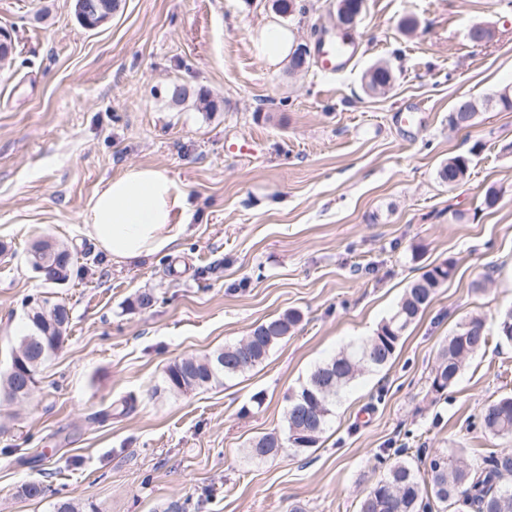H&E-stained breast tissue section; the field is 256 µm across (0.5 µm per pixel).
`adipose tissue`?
<instances>
[{
	"instance_id": "1",
	"label": "adipose tissue",
	"mask_w": 512,
	"mask_h": 512,
	"mask_svg": "<svg viewBox=\"0 0 512 512\" xmlns=\"http://www.w3.org/2000/svg\"><path fill=\"white\" fill-rule=\"evenodd\" d=\"M187 195L165 169L132 166L105 181L81 221L86 233L114 262L170 251L184 233L176 211H188Z\"/></svg>"
}]
</instances>
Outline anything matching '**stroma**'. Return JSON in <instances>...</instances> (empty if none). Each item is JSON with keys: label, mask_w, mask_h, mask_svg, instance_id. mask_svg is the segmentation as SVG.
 <instances>
[{"label": "stroma", "mask_w": 512, "mask_h": 512, "mask_svg": "<svg viewBox=\"0 0 512 512\" xmlns=\"http://www.w3.org/2000/svg\"><path fill=\"white\" fill-rule=\"evenodd\" d=\"M336 0H122L95 29L71 0H0L16 51L0 73V347L14 345L26 298L66 303L63 347L31 395L0 405V512H357L398 449L466 448L469 463L511 452L482 409L512 394V344L491 337L457 383L436 394L439 349L462 318L488 328L512 311V110L456 130L461 99L512 88V0H363L348 70L317 60L270 64L253 38L268 24L314 45ZM492 40L473 42L472 27ZM388 62L385 93L363 76ZM204 88L218 109L172 107L169 83ZM420 108L422 121L397 113ZM250 151H240V144ZM472 160L463 184L437 171ZM166 169L188 195L177 251L113 263L81 215L105 180ZM499 192L485 208L488 188ZM65 245L61 284L33 271L37 240ZM453 277L404 333L391 364L337 403L316 448L257 459L255 438L282 432L289 389L351 343L373 336L407 284L445 261ZM149 291L156 303L131 307ZM288 310L302 320L256 368L186 394L166 367L238 342ZM131 411H123V401ZM46 487L40 499L18 493ZM469 158L463 155L449 157L438 169L437 176L441 183L455 187L470 176Z\"/></svg>", "instance_id": "stroma-1"}]
</instances>
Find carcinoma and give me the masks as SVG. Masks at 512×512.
<instances>
[{"label":"carcinoma","instance_id":"carcinoma-1","mask_svg":"<svg viewBox=\"0 0 512 512\" xmlns=\"http://www.w3.org/2000/svg\"><path fill=\"white\" fill-rule=\"evenodd\" d=\"M365 78L368 90L381 94L393 80L392 69L386 63H376L369 68ZM163 95L174 105L191 98L200 112L217 110V101L205 89L191 93L183 85L178 92L172 84L164 87ZM492 103L512 109V90L506 87L493 99H468L464 112L454 107L448 115L450 127L456 130L470 128L476 115ZM437 176L441 183L450 187L460 185L470 176L469 158L463 155L448 158L441 164ZM48 256L58 260V265L49 269L51 278L69 279L73 265L71 251L47 240L37 241L31 247L29 263L33 270L43 268ZM454 272L455 263L448 260L411 281L393 314L380 324L374 336L340 350L288 395L283 432L265 434L253 440L248 448L249 455L268 458L290 451L304 453L316 447L342 392L364 373L379 370L391 362L404 332L421 318L437 288ZM25 306L24 332L19 342L11 346L13 351H23V370L16 374L6 370L0 372L1 402L19 400L16 391L24 388L28 379L36 382L41 368L59 349L60 320L55 313L64 310L66 304H40L30 299ZM301 319L299 311L290 310L258 324L235 344L202 357H185L173 362L165 370L164 389L185 394L256 367ZM489 341L485 318L469 316L458 322L439 353L432 378L433 391L442 393L451 387L466 361L485 349ZM480 419L492 436L512 438V396H504L486 406ZM457 503L473 512H512V454L492 452L476 465L461 460L450 464L448 456L436 454L425 470L408 459L399 460L391 464L386 474L359 499L357 512H433L439 505L450 507Z\"/></svg>","mask_w":512,"mask_h":512}]
</instances>
